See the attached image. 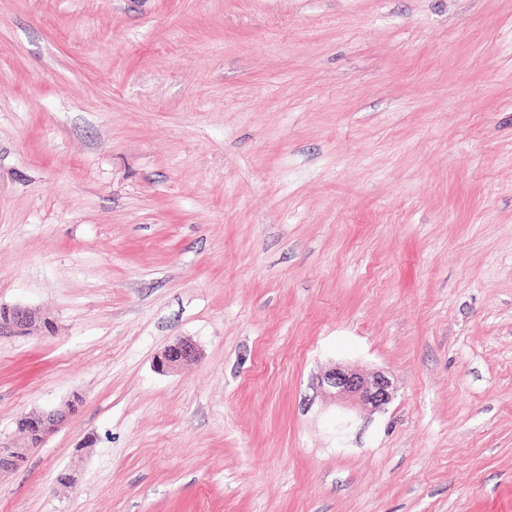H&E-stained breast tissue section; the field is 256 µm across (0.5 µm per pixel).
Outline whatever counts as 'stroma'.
<instances>
[{"label":"stroma","mask_w":512,"mask_h":512,"mask_svg":"<svg viewBox=\"0 0 512 512\" xmlns=\"http://www.w3.org/2000/svg\"><path fill=\"white\" fill-rule=\"evenodd\" d=\"M16 305L0 512H512V0H0ZM36 313L25 306H14L7 311H0V335L23 334L35 321ZM195 345L188 340H177L165 349L158 361L159 368H173L196 357ZM320 385L336 400L362 403L374 408L387 405L392 398V383L382 372L370 376L345 366H336L321 377ZM79 402L80 397L73 395L72 398L66 400L56 408L44 410L35 415H24L22 417L23 424L27 429L34 431V436L38 438V441L35 442L37 447L41 446L46 438L74 412Z\"/></svg>","instance_id":"1"}]
</instances>
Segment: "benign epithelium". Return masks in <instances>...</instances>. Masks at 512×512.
Returning <instances> with one entry per match:
<instances>
[{"instance_id": "7a95c632", "label": "benign epithelium", "mask_w": 512, "mask_h": 512, "mask_svg": "<svg viewBox=\"0 0 512 512\" xmlns=\"http://www.w3.org/2000/svg\"><path fill=\"white\" fill-rule=\"evenodd\" d=\"M35 318L36 313L25 306L0 311V335L23 334L31 328ZM195 357L196 348L192 342L177 340L165 349L158 366L162 369L173 368ZM320 385L339 401L360 402L374 408L387 405L392 398V383L382 372L367 376L355 369L337 366L321 377ZM79 402L80 397L74 395L56 408L23 416L22 422L27 429L34 431V436L38 438L36 444L40 446L74 412ZM25 453L26 449L15 448L0 440V475L18 469L19 456Z\"/></svg>"}]
</instances>
